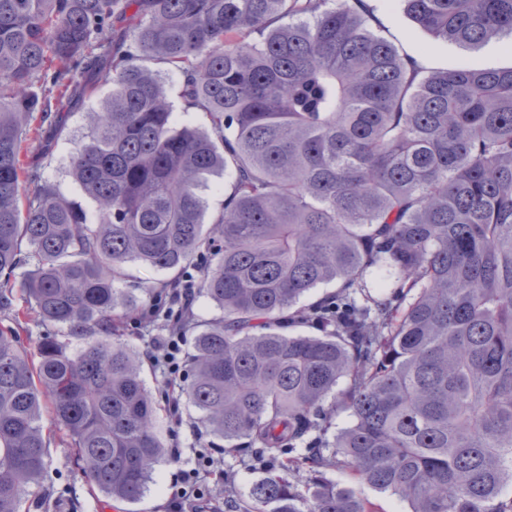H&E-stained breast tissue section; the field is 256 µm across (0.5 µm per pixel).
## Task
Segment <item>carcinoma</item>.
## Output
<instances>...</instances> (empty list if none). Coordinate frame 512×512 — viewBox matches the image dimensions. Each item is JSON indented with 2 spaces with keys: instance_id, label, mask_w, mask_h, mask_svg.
<instances>
[{
  "instance_id": "obj_1",
  "label": "carcinoma",
  "mask_w": 512,
  "mask_h": 512,
  "mask_svg": "<svg viewBox=\"0 0 512 512\" xmlns=\"http://www.w3.org/2000/svg\"><path fill=\"white\" fill-rule=\"evenodd\" d=\"M400 2L445 43L512 34V0ZM373 15L364 0H0V273L34 259L20 292L83 340L30 356L0 332V512L46 469V410L90 493L141 499L166 448L146 357L119 336L163 293L117 282L140 263L171 285L202 256L222 315L188 326L183 396L227 451L246 440L274 464L247 512H369L335 468L412 512H512V67L426 74ZM152 63L209 128L179 119ZM103 80L70 161L85 211L20 155ZM208 190L224 207L207 228ZM332 396L351 424L330 441Z\"/></svg>"
}]
</instances>
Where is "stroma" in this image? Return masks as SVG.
<instances>
[{"mask_svg": "<svg viewBox=\"0 0 512 512\" xmlns=\"http://www.w3.org/2000/svg\"><path fill=\"white\" fill-rule=\"evenodd\" d=\"M372 28L399 54L416 58L427 71L451 69L470 58L494 67H512V37L508 35L467 50L436 40L403 12L382 10L377 11ZM110 92V84H101L83 109L68 113L65 130L44 161L47 180L53 182L64 197L86 210L91 209L92 203L70 175V155L74 141L86 138L89 132L86 112L99 109ZM1 328L14 329L20 349L31 354L36 353L39 342L47 337L63 343L71 354L82 346L81 341L67 336L62 327L42 321L20 296L15 299L14 310L0 312ZM181 411L184 423L180 426L174 424L167 412L159 414L158 430L167 448L166 458L157 466L144 497L135 504L90 494L73 464L68 437L50 419H43V429L50 438L48 467L39 482L26 491L20 512H170V503L181 486V472L193 459L188 443L190 427L196 424L197 414L186 403L182 404ZM254 458V449L246 447L225 455L227 478L211 482L200 500L201 505L223 506L224 486L228 483L234 486L238 497H245L252 481L264 471L263 466L255 464Z\"/></svg>", "mask_w": 512, "mask_h": 512, "instance_id": "stroma-1", "label": "stroma"}]
</instances>
